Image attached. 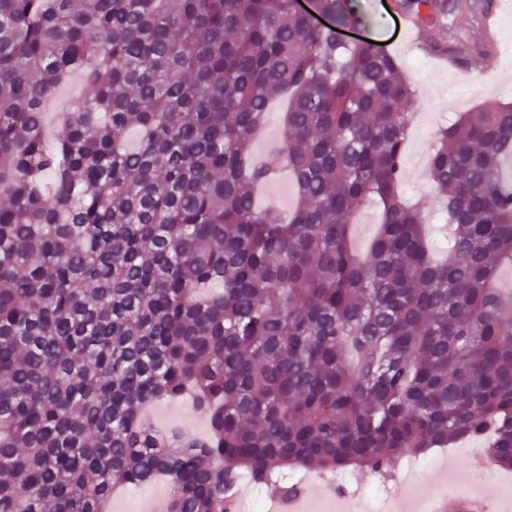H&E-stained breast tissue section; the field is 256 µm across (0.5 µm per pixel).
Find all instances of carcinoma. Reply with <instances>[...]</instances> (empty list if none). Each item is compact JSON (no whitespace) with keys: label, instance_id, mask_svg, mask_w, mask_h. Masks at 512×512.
<instances>
[{"label":"carcinoma","instance_id":"cac0c4a2","mask_svg":"<svg viewBox=\"0 0 512 512\" xmlns=\"http://www.w3.org/2000/svg\"><path fill=\"white\" fill-rule=\"evenodd\" d=\"M400 7L429 54H488L432 35L486 0ZM282 97L287 217L250 155ZM414 100L394 55L296 0H0V512H107L162 478L165 512H226L244 474L287 495L295 469L376 474L489 429L512 469V104L441 127L409 204ZM187 395L208 436L157 434L146 410ZM379 222V215L375 209L365 208L358 215V223L356 224V246L358 249L363 250L369 244L377 224Z\"/></svg>","mask_w":512,"mask_h":512}]
</instances>
